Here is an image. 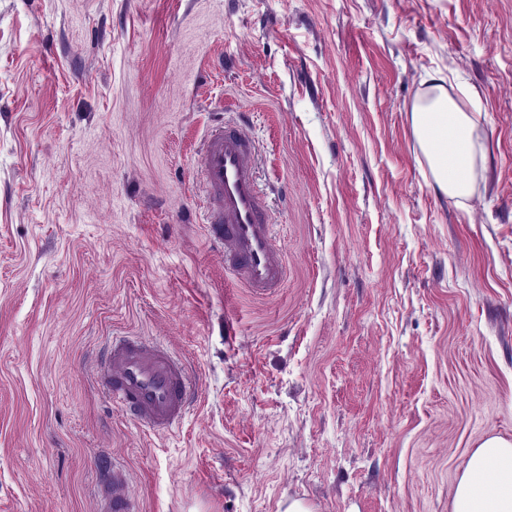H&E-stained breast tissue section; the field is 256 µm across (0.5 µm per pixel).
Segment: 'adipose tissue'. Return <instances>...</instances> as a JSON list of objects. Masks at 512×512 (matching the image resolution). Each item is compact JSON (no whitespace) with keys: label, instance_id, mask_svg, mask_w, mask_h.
<instances>
[{"label":"adipose tissue","instance_id":"1","mask_svg":"<svg viewBox=\"0 0 512 512\" xmlns=\"http://www.w3.org/2000/svg\"><path fill=\"white\" fill-rule=\"evenodd\" d=\"M444 78L412 111L414 134L443 195L470 194L478 159L485 155L475 124L454 98ZM454 512H512V442L491 438L470 456L454 491Z\"/></svg>","mask_w":512,"mask_h":512}]
</instances>
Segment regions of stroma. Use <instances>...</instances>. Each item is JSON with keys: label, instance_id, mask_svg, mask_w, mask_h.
<instances>
[{"label": "stroma", "instance_id": "35a3bbf8", "mask_svg": "<svg viewBox=\"0 0 512 512\" xmlns=\"http://www.w3.org/2000/svg\"><path fill=\"white\" fill-rule=\"evenodd\" d=\"M447 79L485 145L431 187ZM246 127L289 278L235 288L207 130ZM187 357L181 423L95 380L109 336ZM512 440V0H0V512H453ZM412 111L414 134L433 176V187L451 198H464L472 189L477 160L484 144L468 112L448 95L443 77ZM128 475L120 467H112L101 493L100 512H140L127 494Z\"/></svg>", "mask_w": 512, "mask_h": 512}]
</instances>
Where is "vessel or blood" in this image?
<instances>
[{"mask_svg":"<svg viewBox=\"0 0 512 512\" xmlns=\"http://www.w3.org/2000/svg\"><path fill=\"white\" fill-rule=\"evenodd\" d=\"M197 170L205 195L200 203L224 273L254 293L266 295L288 279L276 248L270 210L255 176L256 157L240 126L213 128ZM99 374L110 399L139 425L168 431L181 420L191 394L187 365L164 345L139 336H114ZM128 475L113 467L101 493L102 512H140L127 494Z\"/></svg>","mask_w":512,"mask_h":512,"instance_id":"1","label":"vessel or blood"}]
</instances>
